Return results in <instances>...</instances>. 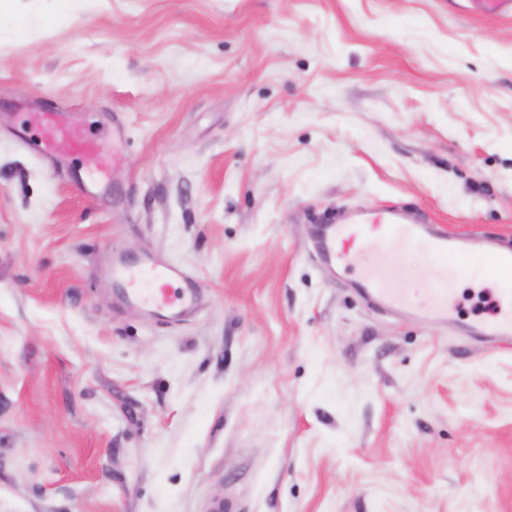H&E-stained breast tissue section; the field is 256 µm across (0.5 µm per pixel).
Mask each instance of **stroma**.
Here are the masks:
<instances>
[{"label": "stroma", "mask_w": 512, "mask_h": 512, "mask_svg": "<svg viewBox=\"0 0 512 512\" xmlns=\"http://www.w3.org/2000/svg\"><path fill=\"white\" fill-rule=\"evenodd\" d=\"M30 112L115 150L93 194L78 159L37 153ZM387 203L512 248V17L8 0L0 512H512V350L464 336L495 284L453 256L459 322L434 324L311 249L313 217ZM148 252L197 279L190 319L107 285L113 255Z\"/></svg>", "instance_id": "obj_1"}]
</instances>
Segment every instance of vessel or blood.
<instances>
[{"label":"vessel or blood","instance_id":"1","mask_svg":"<svg viewBox=\"0 0 512 512\" xmlns=\"http://www.w3.org/2000/svg\"><path fill=\"white\" fill-rule=\"evenodd\" d=\"M40 122L43 148L62 142L85 157L89 178L79 189L88 192L91 179L106 172L99 146L58 113L43 114ZM465 243V238L435 225L410 220L398 206L384 205L320 225L316 247L332 267L354 274L356 287L366 300L392 311L412 308L424 319L444 323L456 309L459 276L448 259ZM409 247L424 250L435 261L427 297L419 304L414 303L408 275L398 263L399 253ZM112 278L120 285L124 300L143 304L156 314L179 318L196 307L197 290L190 276L162 255L151 254L135 264L117 262ZM468 335L502 350L512 347V287L498 289L492 317L470 326Z\"/></svg>","mask_w":512,"mask_h":512}]
</instances>
